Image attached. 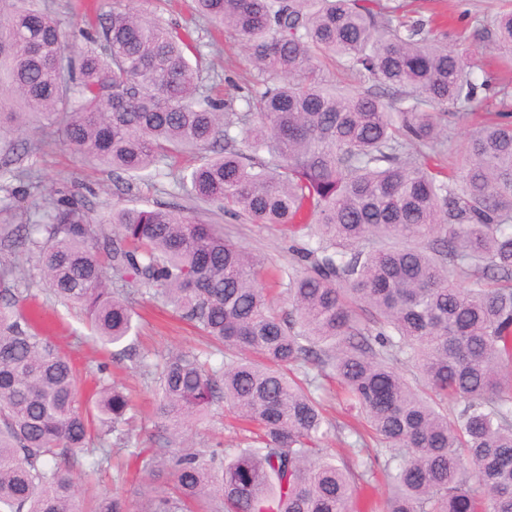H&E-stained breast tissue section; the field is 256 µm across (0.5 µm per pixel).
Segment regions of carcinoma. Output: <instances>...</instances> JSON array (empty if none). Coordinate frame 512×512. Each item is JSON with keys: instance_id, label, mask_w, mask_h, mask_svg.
Instances as JSON below:
<instances>
[{"instance_id": "obj_1", "label": "carcinoma", "mask_w": 512, "mask_h": 512, "mask_svg": "<svg viewBox=\"0 0 512 512\" xmlns=\"http://www.w3.org/2000/svg\"><path fill=\"white\" fill-rule=\"evenodd\" d=\"M257 69L241 107L206 93L186 35L130 9L66 36L38 0H0V128L31 122L112 176H173L188 204L95 212L81 192L45 220L0 224V512H355L381 467L383 512H512V80L477 78L448 32L383 0H195ZM473 35L512 59V11ZM370 86L331 83L327 65ZM466 150L452 130L484 100ZM307 230L277 271L199 211ZM36 261L51 301L77 307L113 358L156 369L154 446L131 452L145 501L86 498L77 456L97 470L126 449V388L82 379L16 301ZM469 287L463 288L461 284ZM159 299L212 350L152 365L131 340L130 289ZM223 360L210 362L214 353ZM411 362L410 381L395 364ZM336 379L389 457L339 466L309 368ZM456 403L448 417L444 400ZM224 405L243 448L188 445Z\"/></svg>"}]
</instances>
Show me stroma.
<instances>
[{
  "mask_svg": "<svg viewBox=\"0 0 512 512\" xmlns=\"http://www.w3.org/2000/svg\"><path fill=\"white\" fill-rule=\"evenodd\" d=\"M49 13L59 22L67 34L70 47L83 44L80 30L85 22H97V14L83 16L81 5L96 6L97 0H41ZM457 18L448 36L450 44L459 47L465 56L467 66L474 73L485 70L496 53L490 43L479 42L469 37V19L473 16L491 14L512 7V0H454ZM191 36L201 44L207 64L218 73L223 82L224 93L235 94L237 88L247 87L254 72L243 50L231 38H224L221 52L212 51L209 37L204 30H192ZM29 169L40 173L46 197L56 192L68 191L82 186L91 191L93 207L103 211L112 204H171L167 190L170 179H159L156 186H139L126 191L124 184L118 183L112 175L94 169L78 155L72 153L57 138L41 133L21 135L16 132L0 133V186L12 185L13 171ZM225 236L263 258L266 266H284L291 258L293 248L303 245L302 237L290 235L287 230L265 224H251L223 218L219 221ZM135 308L139 314L138 342L140 345L166 354L175 349L199 348L202 339L189 324L172 316L161 302L148 299L137 300ZM43 334L66 352L79 369L95 370L98 364H106L107 376L124 384L132 394L139 410L135 436L140 447H148L157 428L154 416L155 382L153 377L144 375L134 366L113 363L111 354L95 351L88 342L89 330L82 311L61 305L47 310ZM128 452L113 456L102 470L92 471L85 460H78L74 467L80 478L83 494L120 490L134 495L140 489L134 468L128 467Z\"/></svg>",
  "mask_w": 512,
  "mask_h": 512,
  "instance_id": "35a3bbf8",
  "label": "stroma"
}]
</instances>
